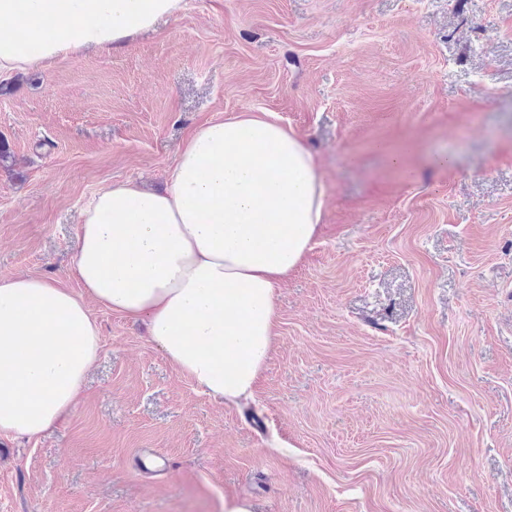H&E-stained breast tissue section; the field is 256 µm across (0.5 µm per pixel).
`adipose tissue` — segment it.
<instances>
[{"label": "adipose tissue", "instance_id": "obj_1", "mask_svg": "<svg viewBox=\"0 0 512 512\" xmlns=\"http://www.w3.org/2000/svg\"><path fill=\"white\" fill-rule=\"evenodd\" d=\"M183 0H0V77L108 49ZM325 186L291 130L244 114L187 139L163 190L95 193L69 275L0 279V434L35 439L71 410L98 357L89 301L145 321L205 393L250 395L273 341L274 299L318 233Z\"/></svg>", "mask_w": 512, "mask_h": 512}]
</instances>
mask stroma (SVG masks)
<instances>
[{"mask_svg": "<svg viewBox=\"0 0 512 512\" xmlns=\"http://www.w3.org/2000/svg\"><path fill=\"white\" fill-rule=\"evenodd\" d=\"M5 85L0 279L77 289L83 205L243 112L300 136L326 205L250 397L89 302L99 356L61 423L0 436V512H512V0H185Z\"/></svg>", "mask_w": 512, "mask_h": 512, "instance_id": "obj_1", "label": "stroma"}]
</instances>
